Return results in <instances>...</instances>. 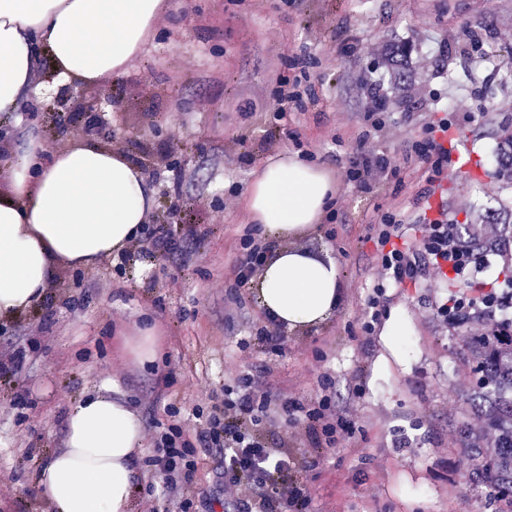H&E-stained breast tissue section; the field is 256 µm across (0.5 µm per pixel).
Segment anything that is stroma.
<instances>
[{
    "instance_id": "obj_1",
    "label": "stroma",
    "mask_w": 512,
    "mask_h": 512,
    "mask_svg": "<svg viewBox=\"0 0 512 512\" xmlns=\"http://www.w3.org/2000/svg\"><path fill=\"white\" fill-rule=\"evenodd\" d=\"M172 2L127 72L101 85L96 115L130 157L165 158L145 171L156 200L148 230L173 212L204 238L169 256L106 257L102 278L93 266L61 269L43 301L0 318V350L15 356L0 369V476L10 481L0 512H33L41 462L64 447L70 407L101 381L116 382L138 412L147 457L156 428L200 427L235 374L266 370L303 403L329 398L348 425L332 445L301 439L288 449L289 478L310 487L309 512H506L465 474L461 431L479 425L467 402L476 375L461 344L467 327L436 316L451 288L431 275L378 287L366 235L394 214L417 222L429 173L408 147L434 112L458 129L436 192L449 217L482 225L512 211V179L494 159L512 133V0ZM283 81L298 85L302 107L282 110ZM74 103L68 87L22 95L8 125L14 151L0 153V196L29 139L74 141ZM370 115L380 129H368ZM362 151L395 166L370 193L351 177ZM284 153L336 178L330 218L294 245L335 258L343 303L324 324L276 327L262 345L264 313L230 269L251 226L253 175ZM375 300L408 324L393 348L371 319ZM144 321L159 354L152 364L124 346Z\"/></svg>"
}]
</instances>
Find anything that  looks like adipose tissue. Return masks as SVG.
I'll list each match as a JSON object with an SVG mask.
<instances>
[{
	"label": "adipose tissue",
	"instance_id": "1",
	"mask_svg": "<svg viewBox=\"0 0 512 512\" xmlns=\"http://www.w3.org/2000/svg\"><path fill=\"white\" fill-rule=\"evenodd\" d=\"M170 0H0V115L16 111L32 84L36 44L54 85L95 86L124 74ZM336 196L320 166L285 154L248 188L253 223L280 238L315 230ZM154 208L140 168L85 138L60 150L33 141L0 198V317L43 298L59 268H84L120 254ZM262 310L291 330L317 326L341 303L339 268L298 248L270 255L255 285ZM65 446L44 461L41 493L56 512H129L143 428L137 413L102 384L65 420Z\"/></svg>",
	"mask_w": 512,
	"mask_h": 512
}]
</instances>
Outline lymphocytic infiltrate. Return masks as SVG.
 I'll return each mask as SVG.
<instances>
[{
  "instance_id": "1",
  "label": "lymphocytic infiltrate",
  "mask_w": 512,
  "mask_h": 512,
  "mask_svg": "<svg viewBox=\"0 0 512 512\" xmlns=\"http://www.w3.org/2000/svg\"><path fill=\"white\" fill-rule=\"evenodd\" d=\"M445 121H426L424 135L413 145L415 156L426 163L430 181L448 173L449 151ZM421 251L406 246L404 219L372 224L368 237L377 247L375 272L378 280L402 287L417 284L426 273L440 277H467L481 267L495 243L490 233L478 232L474 246L461 242L456 224L447 213L424 218ZM242 254L233 269L237 287H246L263 270L272 242L246 231L240 239ZM231 397L225 398L218 416L186 440L178 425L156 441L147 467L166 475L163 487L165 512H189L194 503L198 468H211L224 491V512H308L309 492L304 484L284 479L288 468V435L278 447L266 444L267 436L285 419H292L298 436L315 447L335 443L343 417L329 400L304 407L290 394L276 388L267 377L242 373L234 378Z\"/></svg>"
}]
</instances>
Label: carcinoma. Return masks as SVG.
<instances>
[{
  "label": "carcinoma",
  "instance_id": "1",
  "mask_svg": "<svg viewBox=\"0 0 512 512\" xmlns=\"http://www.w3.org/2000/svg\"><path fill=\"white\" fill-rule=\"evenodd\" d=\"M500 171L512 173V139L498 147ZM479 373L473 407L481 414L492 449L475 440L465 449L469 479L490 487L512 507V333L464 339Z\"/></svg>",
  "mask_w": 512,
  "mask_h": 512
}]
</instances>
